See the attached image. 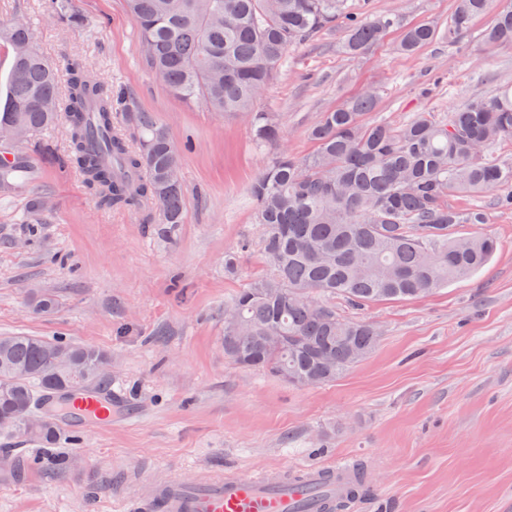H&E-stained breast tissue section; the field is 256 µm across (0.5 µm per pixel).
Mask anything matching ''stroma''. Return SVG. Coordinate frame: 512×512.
Segmentation results:
<instances>
[{"instance_id": "35a3bbf8", "label": "stroma", "mask_w": 512, "mask_h": 512, "mask_svg": "<svg viewBox=\"0 0 512 512\" xmlns=\"http://www.w3.org/2000/svg\"><path fill=\"white\" fill-rule=\"evenodd\" d=\"M455 0H372L396 25L350 58L340 30L288 52L279 77L258 99L277 113L293 155L313 153L309 127L320 113L375 94L367 121L398 125L414 113L447 117L472 96L512 82V48L482 46L493 0L456 43L446 35ZM88 19L73 31L42 18L39 0H0V24L23 16L47 58H86L182 145L184 219L168 239L130 212L105 209L77 170L62 168L68 132L57 125L28 144L39 171L27 193L0 202V335L27 334L99 346L111 356L112 426L84 425L81 442L60 444L70 468L50 469L43 451L0 431V459L18 479L0 486V512H129L148 480L200 482L236 474H289L353 461L367 488L352 512H512V209L497 195L450 196L481 207L485 221L461 235L498 241L489 264L469 278L412 300L354 308L342 317L381 326L376 350L325 385L296 387L224 358V307L266 276L248 192L270 160L246 118H223L187 103L152 76L125 0H77ZM429 22L438 35L417 54L397 45ZM42 199L43 221H25ZM238 257L236 275L224 257ZM57 300L36 315L33 297ZM111 468L112 488L91 484Z\"/></svg>"}]
</instances>
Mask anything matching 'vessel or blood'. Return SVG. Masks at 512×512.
Instances as JSON below:
<instances>
[{
    "mask_svg": "<svg viewBox=\"0 0 512 512\" xmlns=\"http://www.w3.org/2000/svg\"><path fill=\"white\" fill-rule=\"evenodd\" d=\"M79 407L86 417L105 420L112 401L91 395ZM353 479L342 464L308 468L300 482L274 472L251 479L229 475L195 485L160 479L149 486L145 507L147 512H332Z\"/></svg>",
    "mask_w": 512,
    "mask_h": 512,
    "instance_id": "1",
    "label": "vessel or blood"
}]
</instances>
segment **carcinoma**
<instances>
[{
    "label": "carcinoma",
    "instance_id": "obj_1",
    "mask_svg": "<svg viewBox=\"0 0 512 512\" xmlns=\"http://www.w3.org/2000/svg\"><path fill=\"white\" fill-rule=\"evenodd\" d=\"M150 70L186 102L221 116L247 118L271 161L250 185L262 248L273 272L242 288L224 310V357L298 386L329 383L369 356L382 336L372 322L341 317L327 299L354 306L434 293L483 268L497 248L489 235L458 236L461 224L483 223L478 209L448 206L452 193L499 192L512 205V164L493 157L512 141V84L475 95L438 120L416 112L399 126L367 122L375 104L366 93L321 113L309 128L316 151L296 157L277 150L275 112L256 107L282 72L288 51L324 30L344 33L343 52L356 57L381 42L396 17L356 8L355 0H126ZM488 0H455L448 39L464 35ZM42 13L73 29L87 26L74 0H42ZM437 37L428 23L406 28L398 49L413 55ZM488 46L512 47V6L481 34ZM13 64L0 96V201L26 188L34 166L19 145L59 123L68 131L62 165L79 171L106 209L154 213V233L183 223L181 151L169 130L87 64L67 61L65 93L56 64L31 42L29 21L0 24ZM126 113L137 131L133 149L112 131V112ZM68 363H57V354ZM110 355L63 337L0 336V422L18 425L27 441L55 444L63 424L81 418L68 404L79 393H101Z\"/></svg>",
    "mask_w": 512,
    "mask_h": 512
}]
</instances>
